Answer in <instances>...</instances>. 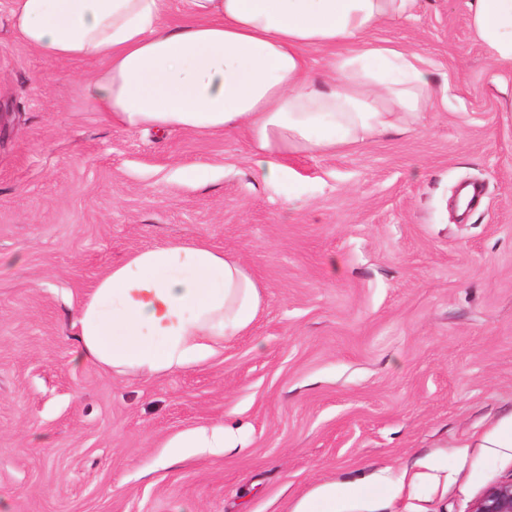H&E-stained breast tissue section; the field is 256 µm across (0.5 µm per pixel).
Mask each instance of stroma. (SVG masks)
<instances>
[{
	"label": "stroma",
	"mask_w": 512,
	"mask_h": 512,
	"mask_svg": "<svg viewBox=\"0 0 512 512\" xmlns=\"http://www.w3.org/2000/svg\"><path fill=\"white\" fill-rule=\"evenodd\" d=\"M420 0L373 31L418 52L447 104L409 131L294 154L302 192L260 180L243 133L130 132L97 111L93 63L22 44L0 0V512H472L512 482V69ZM207 167L209 181L186 178ZM481 189L460 212L462 184ZM202 240L264 303L209 363L146 380L78 363L73 322L112 263ZM237 445L167 460L216 422ZM369 491L367 486L329 484L315 496L303 499L298 512H335L336 496L363 495Z\"/></svg>",
	"instance_id": "1"
}]
</instances>
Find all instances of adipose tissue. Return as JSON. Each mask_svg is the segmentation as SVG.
Returning a JSON list of instances; mask_svg holds the SVG:
<instances>
[{"label":"adipose tissue","instance_id":"ef3b65f1","mask_svg":"<svg viewBox=\"0 0 512 512\" xmlns=\"http://www.w3.org/2000/svg\"><path fill=\"white\" fill-rule=\"evenodd\" d=\"M420 0H10L29 48L99 62L90 100L128 131L243 130L254 170L292 180L291 154L333 152L402 130L447 99L419 55L373 39L414 18ZM182 21L171 24L172 8ZM468 27L497 66L512 67V0H473ZM324 50V70L312 51ZM262 307L244 265L201 240L133 251L112 264L81 304L73 358L151 379L219 356ZM224 424L168 443L231 448Z\"/></svg>","mask_w":512,"mask_h":512}]
</instances>
